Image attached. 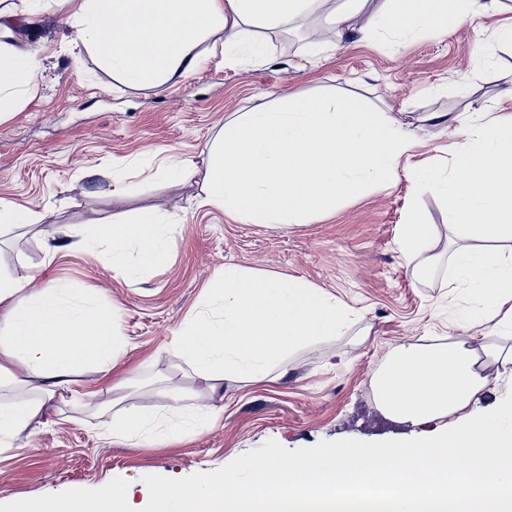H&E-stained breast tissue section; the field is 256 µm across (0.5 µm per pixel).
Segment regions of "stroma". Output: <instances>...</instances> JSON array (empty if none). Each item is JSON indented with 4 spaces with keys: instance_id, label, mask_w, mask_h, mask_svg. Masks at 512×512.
<instances>
[{
    "instance_id": "stroma-1",
    "label": "stroma",
    "mask_w": 512,
    "mask_h": 512,
    "mask_svg": "<svg viewBox=\"0 0 512 512\" xmlns=\"http://www.w3.org/2000/svg\"><path fill=\"white\" fill-rule=\"evenodd\" d=\"M484 26L462 24L448 34L371 40L337 48L335 25L321 17L330 51L313 54L300 22L266 38L262 61L225 53L223 34L199 45V67L176 83L132 88L87 53L73 50L70 0H41L33 25L18 24L14 41L28 43L42 62L40 77L21 92L17 111L0 116V199L32 210L35 225L0 232V273L62 280L94 295L115 312L126 347L123 393L91 367L79 383L100 390L74 404L66 392L48 401L14 441L0 447V512L9 501L98 493L126 487L142 506L153 483H198L210 475L248 480L250 462L320 454L354 441L364 448L405 438H435L447 419L408 424L385 415L370 394L373 377L396 351L448 337L449 323L472 307L463 292L449 293L451 260L459 244L432 192L421 201L438 230L432 248L413 257L399 246L414 192L413 169L452 160L465 131L458 115L485 108L512 115V46L500 44L497 22L512 20V0ZM357 93L398 118L417 143L397 163L390 186L371 189L309 224L286 228L247 224L204 202L200 173L206 146L225 118L282 94ZM434 112L449 113L436 123ZM153 156V167L132 160ZM188 158L196 175L168 179L156 166ZM121 173L125 190L112 192ZM157 209L176 247L152 275L113 272L105 243L92 225ZM85 246L47 259L61 229ZM288 277L335 296L351 314L339 336L311 342L288 357L277 382H224V408L200 433L174 445L132 446L106 437L114 418L161 411L173 397L204 399L209 383L171 353L180 327L209 306L208 286L225 266ZM490 383L474 404L482 413L512 403V380L484 362Z\"/></svg>"
}]
</instances>
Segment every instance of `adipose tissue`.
Segmentation results:
<instances>
[{"mask_svg": "<svg viewBox=\"0 0 512 512\" xmlns=\"http://www.w3.org/2000/svg\"><path fill=\"white\" fill-rule=\"evenodd\" d=\"M327 0H77L72 15L77 42L100 58L127 86L151 88L178 82L200 64L203 38L225 32L224 46L262 59V31L275 30L321 12ZM501 0H383L366 18L339 14L337 25L358 42L376 32L414 37L447 33L463 23L498 15ZM39 61L29 46L0 45V112L18 102L35 81ZM93 236L109 246L112 268L125 272L128 249L149 274L170 258L175 246L167 224L154 210L113 224H97ZM449 288L467 285L482 320L480 336L456 324L457 336L439 346L395 352L374 378L377 402L391 416L416 424L451 417L445 435L376 448L351 442L302 460L252 464V482L226 477L199 484L148 488V512H303L310 501L344 503L352 492L384 502L394 512H512V407L480 417L468 407L486 389L479 359L488 356L512 372V252L459 247ZM219 314L198 312L178 332L174 354L210 382L260 381L286 374L285 362L299 346L339 335L348 317L335 297L305 282L228 265L210 285ZM0 386L24 369L28 384L46 396L71 392L76 401L96 392L79 386L77 369L91 365L107 379L121 376L125 344L113 327L110 307L72 285H41L34 277L0 274ZM219 411L213 400L195 410L179 407V419L127 415L113 434L135 443L176 441L208 427ZM13 512H135L122 486L90 496L75 490L65 498L17 503Z\"/></svg>", "mask_w": 512, "mask_h": 512, "instance_id": "adipose-tissue-1", "label": "adipose tissue"}]
</instances>
